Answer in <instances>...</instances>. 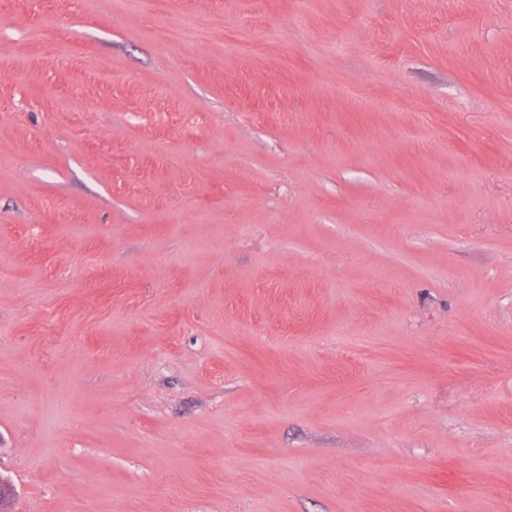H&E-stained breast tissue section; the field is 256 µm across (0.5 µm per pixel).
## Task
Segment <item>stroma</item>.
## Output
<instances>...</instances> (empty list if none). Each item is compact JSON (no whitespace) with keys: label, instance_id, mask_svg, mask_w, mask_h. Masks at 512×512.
Wrapping results in <instances>:
<instances>
[{"label":"stroma","instance_id":"1","mask_svg":"<svg viewBox=\"0 0 512 512\" xmlns=\"http://www.w3.org/2000/svg\"><path fill=\"white\" fill-rule=\"evenodd\" d=\"M1 43L12 512H512V0H0Z\"/></svg>","mask_w":512,"mask_h":512}]
</instances>
